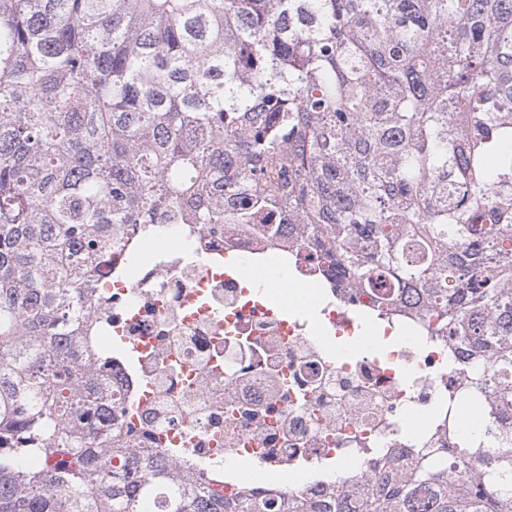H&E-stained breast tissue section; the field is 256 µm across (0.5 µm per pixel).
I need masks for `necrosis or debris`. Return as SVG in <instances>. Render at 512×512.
I'll use <instances>...</instances> for the list:
<instances>
[{"mask_svg": "<svg viewBox=\"0 0 512 512\" xmlns=\"http://www.w3.org/2000/svg\"><path fill=\"white\" fill-rule=\"evenodd\" d=\"M312 251L298 224L272 240L243 224H153L113 240L74 351L111 347L89 391L120 402L124 447L210 475L221 494L273 500L371 487L379 457L403 467L428 448L433 469L447 467L460 410L415 423L448 392L447 344L424 343L427 322L406 305L303 262ZM279 275L323 299L324 333L266 301ZM374 312L398 335L386 355L357 336Z\"/></svg>", "mask_w": 512, "mask_h": 512, "instance_id": "1", "label": "necrosis or debris"}]
</instances>
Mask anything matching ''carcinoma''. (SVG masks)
<instances>
[{
    "mask_svg": "<svg viewBox=\"0 0 512 512\" xmlns=\"http://www.w3.org/2000/svg\"><path fill=\"white\" fill-rule=\"evenodd\" d=\"M161 222L302 224L486 368L505 441L282 512H512V0H0V512H269L84 406L100 263Z\"/></svg>",
    "mask_w": 512,
    "mask_h": 512,
    "instance_id": "carcinoma-1",
    "label": "carcinoma"
}]
</instances>
